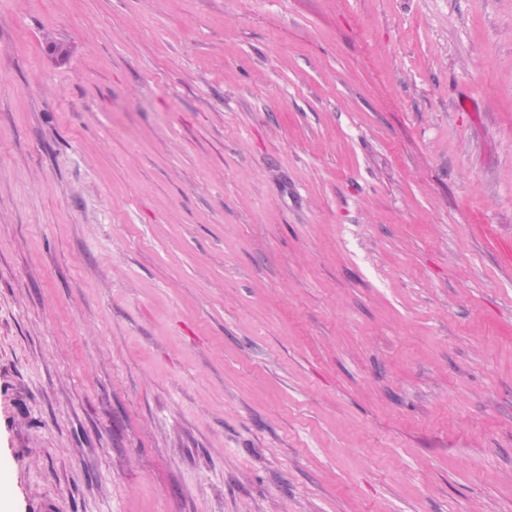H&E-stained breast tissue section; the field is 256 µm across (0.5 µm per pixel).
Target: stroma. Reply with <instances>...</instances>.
<instances>
[{"mask_svg": "<svg viewBox=\"0 0 512 512\" xmlns=\"http://www.w3.org/2000/svg\"><path fill=\"white\" fill-rule=\"evenodd\" d=\"M0 512H512V0H0Z\"/></svg>", "mask_w": 512, "mask_h": 512, "instance_id": "35a3bbf8", "label": "stroma"}]
</instances>
